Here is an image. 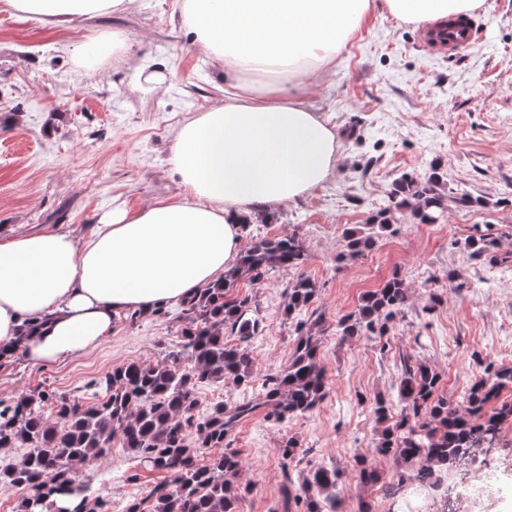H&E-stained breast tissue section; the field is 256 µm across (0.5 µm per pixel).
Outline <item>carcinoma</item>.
<instances>
[{
	"mask_svg": "<svg viewBox=\"0 0 512 512\" xmlns=\"http://www.w3.org/2000/svg\"><path fill=\"white\" fill-rule=\"evenodd\" d=\"M438 185L435 176L426 181L400 179L392 193L396 209L417 200V218L431 223V217L445 209ZM393 219L388 209L377 224L346 229V255L354 258L371 250ZM305 256L302 242L294 236L250 237L237 266L182 302L184 325L177 348L155 365L130 362L112 368L100 381L104 394L93 406L38 387L12 401H0V448L29 449L18 463L0 468V484L30 490L20 512H101L103 500L76 482L75 466L105 456L115 440L152 469L169 475L168 482L151 492L152 512H236L250 486L238 481L242 461L225 438L260 408L281 422L320 403L326 392V373L318 356L321 321L303 325L288 366L270 376L258 396L230 406L217 402L201 419L195 386L226 380L251 386L253 358L246 348L229 343L225 333L245 342L259 332L260 322L251 316V298L235 290L243 279L256 282L273 269L297 268ZM316 292L312 279L298 277L285 293L284 313L305 310ZM406 299L404 280L395 274L366 294L358 310L339 323L341 335L385 334L387 321ZM438 384L430 366H405L398 396L417 418L410 425L387 424L391 407L386 400L376 399L374 407L379 424L374 451L417 466V480L430 488L442 472L456 468L478 440L495 435L500 422L512 416V402L487 409L503 389L512 387V365L488 364L484 377L473 382L460 404L437 395ZM49 403L55 408L52 419L44 412ZM202 448L221 452L200 464ZM355 468L361 484L379 481L366 458H356ZM336 480L334 472L314 470L295 491V504L303 512H338L339 501L331 493Z\"/></svg>",
	"mask_w": 512,
	"mask_h": 512,
	"instance_id": "cac0c4a2",
	"label": "carcinoma"
}]
</instances>
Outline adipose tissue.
<instances>
[{
	"label": "adipose tissue",
	"mask_w": 512,
	"mask_h": 512,
	"mask_svg": "<svg viewBox=\"0 0 512 512\" xmlns=\"http://www.w3.org/2000/svg\"><path fill=\"white\" fill-rule=\"evenodd\" d=\"M128 0H0V10L65 24L123 12ZM483 0H181L194 49L224 67V103L177 131L170 163L182 195L116 207L93 232H17L0 240V348L32 363L95 348L123 311L180 303L236 264L249 209L270 211L324 181L336 133L290 81L312 86L375 5L403 22L477 11Z\"/></svg>",
	"instance_id": "1"
}]
</instances>
